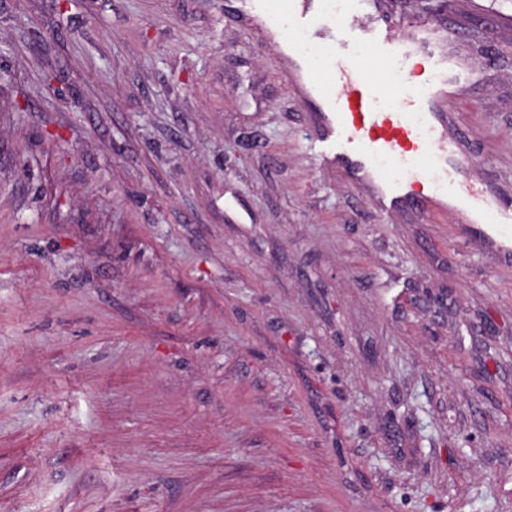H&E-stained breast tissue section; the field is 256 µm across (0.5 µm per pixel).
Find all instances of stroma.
<instances>
[{
  "label": "stroma",
  "mask_w": 512,
  "mask_h": 512,
  "mask_svg": "<svg viewBox=\"0 0 512 512\" xmlns=\"http://www.w3.org/2000/svg\"><path fill=\"white\" fill-rule=\"evenodd\" d=\"M375 8L512 205V0ZM316 135L230 0H0V512H512V264Z\"/></svg>",
  "instance_id": "obj_1"
}]
</instances>
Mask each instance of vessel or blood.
<instances>
[{"instance_id": "vessel-or-blood-1", "label": "vessel or blood", "mask_w": 512, "mask_h": 512, "mask_svg": "<svg viewBox=\"0 0 512 512\" xmlns=\"http://www.w3.org/2000/svg\"><path fill=\"white\" fill-rule=\"evenodd\" d=\"M443 27L409 22L406 35L382 15L363 18L360 0L341 17L326 16L320 0H297L276 28L278 41L296 34L329 41L333 94L317 114L319 157L371 187L380 208L455 211L476 225V235L495 260L512 258V207L474 182L470 154L448 129L455 84L471 66L440 49ZM369 50L384 65L409 68L412 79L382 82L359 57Z\"/></svg>"}]
</instances>
